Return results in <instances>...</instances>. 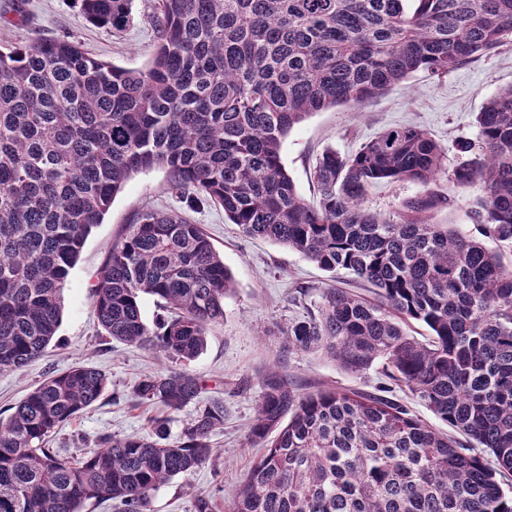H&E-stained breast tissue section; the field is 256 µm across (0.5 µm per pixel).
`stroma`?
<instances>
[{
  "instance_id": "obj_1",
  "label": "stroma",
  "mask_w": 512,
  "mask_h": 512,
  "mask_svg": "<svg viewBox=\"0 0 512 512\" xmlns=\"http://www.w3.org/2000/svg\"><path fill=\"white\" fill-rule=\"evenodd\" d=\"M156 0H133L132 19L120 33L90 24L70 0H0V45L33 39L67 38L97 60L128 69L145 68L155 50ZM512 85V40L494 53L474 57L448 74L414 72L401 84L358 107L338 106L313 113L285 137L282 161L299 192L315 199L313 170L323 151L354 153L377 133L413 125L428 132L445 151L444 173L428 185L382 182L369 188L366 205L400 220L408 218L404 204L430 195L435 204L424 214L433 224H453L467 235L477 230L467 216L468 201L477 187L453 182L452 171L463 162L456 145L480 144L475 115L500 88ZM176 211L200 225L235 279V290L224 300V317L213 324L203 353L190 368L205 384L202 400L224 401V428L212 441L217 457L191 473L174 478L157 490L151 512H195L192 495L210 496L213 512H228L233 490L262 455L250 429L270 370L278 372L299 392L318 389L376 391L381 366L355 376L318 352L300 353L289 347L287 330L294 320L316 313L323 292L349 288L371 297L370 288L356 284L351 274H329L288 247L245 236L224 217L221 207L196 209L171 191L164 168L133 175L114 198L102 224L89 234L64 290L62 323L43 356L17 373L0 374V416H8L33 386L72 366L87 364L105 372L110 386L89 410L63 425L52 442L64 456L102 435L142 432L147 421L164 412L159 405H142L132 390L141 375L174 370L172 362L154 352L104 338L89 298V286L108 246L143 208Z\"/></svg>"
}]
</instances>
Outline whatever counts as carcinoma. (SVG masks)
Listing matches in <instances>:
<instances>
[{"label": "carcinoma", "instance_id": "1", "mask_svg": "<svg viewBox=\"0 0 512 512\" xmlns=\"http://www.w3.org/2000/svg\"><path fill=\"white\" fill-rule=\"evenodd\" d=\"M114 32L132 0H72ZM156 49L143 70L88 56L68 40L0 50V372L41 356L92 228L136 173L163 167L193 208L218 205L248 237L282 244L375 288L372 302L328 288L318 314L288 325L300 352L347 373L375 363L463 436L443 435L393 397L299 394L263 380L252 436L265 452L231 495V512H512L498 472H512V267L479 239L419 214L365 206L381 182L429 184L444 149L415 126L386 129L351 155L324 151L317 200L297 190L283 139L314 112L357 107L411 73L444 75L512 37V0H157ZM475 123L485 150L453 170L477 185L481 235L512 243V86ZM234 279L200 225L141 210L108 248L90 286L102 335L187 364L224 317ZM150 296L162 312L142 315ZM430 331L421 343L404 325ZM109 378L73 366L0 420V512H84L118 500L150 512L152 495L216 456L224 400L197 407L171 439L170 418L106 436L78 458L44 446L99 400ZM205 387L188 368L142 375L133 395L180 411ZM493 456L497 468L484 462Z\"/></svg>", "mask_w": 512, "mask_h": 512}]
</instances>
